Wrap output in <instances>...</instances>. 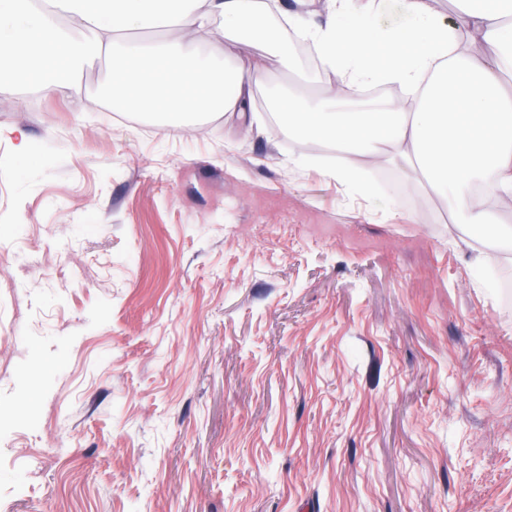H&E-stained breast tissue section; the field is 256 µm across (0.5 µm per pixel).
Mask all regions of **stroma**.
I'll return each mask as SVG.
<instances>
[{"mask_svg": "<svg viewBox=\"0 0 512 512\" xmlns=\"http://www.w3.org/2000/svg\"><path fill=\"white\" fill-rule=\"evenodd\" d=\"M281 38L242 112L129 111L106 57L0 87V512H512V260L326 178Z\"/></svg>", "mask_w": 512, "mask_h": 512, "instance_id": "obj_1", "label": "stroma"}]
</instances>
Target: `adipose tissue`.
Instances as JSON below:
<instances>
[{
	"label": "adipose tissue",
	"mask_w": 512,
	"mask_h": 512,
	"mask_svg": "<svg viewBox=\"0 0 512 512\" xmlns=\"http://www.w3.org/2000/svg\"><path fill=\"white\" fill-rule=\"evenodd\" d=\"M384 0H325L326 20L302 24L281 0H0V70L13 84L38 83L57 93L78 79L93 58L113 63L110 91L126 107L164 112H234L249 96L259 58L237 43L277 15L309 41L323 71L333 77L317 103L288 110L298 142L336 144L341 156L331 178L343 181L359 157L375 164L400 161L406 175L427 179L433 190L452 191L461 226L459 248L480 270L495 267L512 250V225L497 207L512 200V0H455L451 17L430 0H404L410 25L387 34L349 17H374ZM178 28V37L146 44L129 31ZM224 41V63L197 56V33ZM492 49L472 56V45ZM400 87V98L367 99L366 88ZM482 230V245L471 230Z\"/></svg>",
	"instance_id": "adipose-tissue-1"
}]
</instances>
